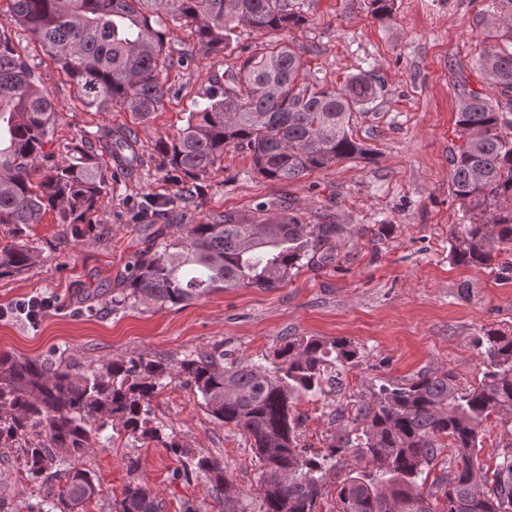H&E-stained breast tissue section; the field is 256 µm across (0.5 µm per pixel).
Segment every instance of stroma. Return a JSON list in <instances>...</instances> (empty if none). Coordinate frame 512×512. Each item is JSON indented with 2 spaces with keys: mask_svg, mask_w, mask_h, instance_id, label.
<instances>
[{
  "mask_svg": "<svg viewBox=\"0 0 512 512\" xmlns=\"http://www.w3.org/2000/svg\"><path fill=\"white\" fill-rule=\"evenodd\" d=\"M310 23L291 31L311 74L343 85L367 72L384 89L374 108L357 114L358 137L376 153L373 163L348 160L290 182L254 173L251 162L225 148L221 166L201 181L183 207L168 211L166 224H203L225 213H255L257 203L274 199L308 209L325 207L352 225L354 235L340 245L339 265L301 267L278 288L210 290L180 305L154 303L118 309L96 302L93 313L79 305L82 291L116 284L144 240L153 235L149 200L172 196L175 187L160 168L159 141L181 129L194 103L215 77L231 69L229 54L196 55L186 68L162 73L169 90L160 112L134 123L121 109L95 112L83 107L76 86L60 73L40 42L0 15L17 53L40 74L58 121L53 149L102 129H132L143 159L132 178L122 180L95 213L93 227L60 243V225L46 213L33 225L29 242L38 256L23 273L0 278V353L44 357L56 351L82 364L150 353L174 359L224 349L240 361L272 356L286 336L345 339L359 358L344 376L340 392L306 398L302 440L327 452L348 421L339 407L369 400L385 383L402 384L418 373L442 367L462 381L476 382L480 359L473 345L481 331L512 334V274L456 265L449 257V230L459 221L450 191L448 156L459 145L456 126L459 85L487 92L475 65L483 47L478 13L482 0H396L392 19L370 13L369 0H307ZM389 225L386 237L374 234ZM52 306L38 322L17 311L29 297ZM158 441H134L121 424L111 440L93 441L82 460L105 492L121 500L127 485L142 483L178 512L180 498L201 502L205 512H221L204 479L176 478L180 463L164 446L175 439L189 455L217 458L240 492L237 508L258 512L260 464L237 429L214 421L200 396L181 379L168 380L151 401ZM38 494L23 470L22 452L0 453V495L27 501Z\"/></svg>",
  "mask_w": 512,
  "mask_h": 512,
  "instance_id": "1",
  "label": "stroma"
}]
</instances>
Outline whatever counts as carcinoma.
<instances>
[{
	"label": "carcinoma",
	"instance_id": "1",
	"mask_svg": "<svg viewBox=\"0 0 512 512\" xmlns=\"http://www.w3.org/2000/svg\"><path fill=\"white\" fill-rule=\"evenodd\" d=\"M16 22L35 36L57 68L97 112L119 107L137 121L159 111L167 94L160 65L184 68L196 54H235V68L216 78L188 112L186 125L158 145L175 197L152 202L166 211L191 198L197 183L224 161L230 146L271 181H295L341 161H375L354 133V115L371 110L382 85L370 74L341 87L306 70L285 39L254 51L234 44L235 30L266 35L308 23L303 0H7ZM485 46L476 59L490 93L458 89L462 144L449 158L450 189L461 223L451 226L449 256L459 266L512 269V0H483ZM371 14L392 18L395 0H370ZM193 29L190 50L166 49L164 20ZM57 112L40 75L0 32V278L22 273L35 257L29 231L49 211L81 236L80 225L103 204L127 171L141 165L132 131L106 130L98 144L83 137L56 156ZM117 167L104 165V155ZM257 216L226 212L214 224L159 225L113 289L112 307L147 301L183 304L214 288L282 286L308 264L337 263V242L351 234L325 208L309 218L267 200ZM484 370L463 385L451 370L384 384L355 405L352 431L336 434L321 454L302 445L301 398L355 364L358 350L343 339L288 337L264 362H235L224 351L179 360L159 355L118 357L96 367L54 358L0 354V448H19L27 478L43 494L26 512H75L88 501L101 512H164L158 492L129 484L119 501L90 471L77 467L91 440L118 420L128 437L157 439L150 403L164 380L181 376L216 421L237 428L260 463L259 512H317L337 454L352 449L336 475L334 512H512V429L501 438L493 472L478 460L484 425L512 426V335L486 330L475 337ZM448 443H442V440ZM179 476L203 478L218 505L239 491L217 460L187 456ZM448 452L442 498L420 493L423 468Z\"/></svg>",
	"mask_w": 512,
	"mask_h": 512
}]
</instances>
